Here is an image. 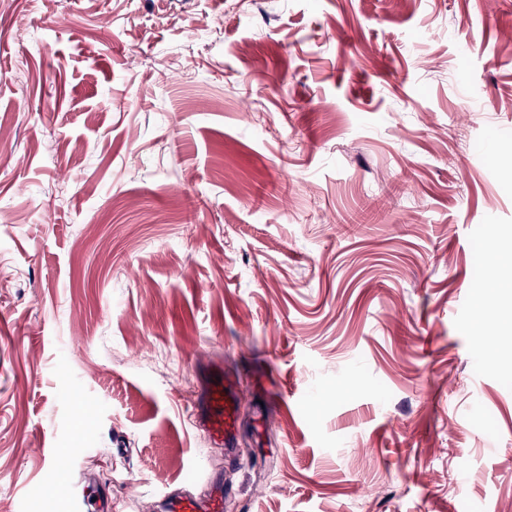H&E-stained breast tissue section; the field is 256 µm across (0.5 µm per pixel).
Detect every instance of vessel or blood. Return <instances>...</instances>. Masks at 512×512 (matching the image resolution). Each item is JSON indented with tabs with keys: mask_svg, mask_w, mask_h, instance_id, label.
<instances>
[{
	"mask_svg": "<svg viewBox=\"0 0 512 512\" xmlns=\"http://www.w3.org/2000/svg\"><path fill=\"white\" fill-rule=\"evenodd\" d=\"M222 367L210 368L198 398L193 402L196 427L204 438L216 448L227 446L237 432V417L244 398L231 381L224 379ZM168 512H224V486L211 480L205 496L192 497L175 494L166 503ZM74 512H111L106 492L83 487L73 500Z\"/></svg>",
	"mask_w": 512,
	"mask_h": 512,
	"instance_id": "vessel-or-blood-1",
	"label": "vessel or blood"
}]
</instances>
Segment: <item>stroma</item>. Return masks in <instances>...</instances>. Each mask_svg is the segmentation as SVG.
I'll list each match as a JSON object with an SVG mask.
<instances>
[{"label": "stroma", "instance_id": "stroma-1", "mask_svg": "<svg viewBox=\"0 0 512 512\" xmlns=\"http://www.w3.org/2000/svg\"><path fill=\"white\" fill-rule=\"evenodd\" d=\"M511 155L512 0H0V512H506ZM506 266H512V249L502 247L500 250L495 251L488 260L486 276V289L489 291L488 296L493 295L494 293H511L512 281L502 279L499 276V270ZM487 297L483 298L482 296H479L474 301L475 319L471 325L473 336H481L483 329L482 322L491 316ZM243 398V392L224 377L222 366L206 372L200 394L192 404L193 422L213 447L223 448L234 439ZM166 506L168 512H224V485L213 478L204 497L174 494ZM75 512H111V502L106 492L90 489L84 485L73 500Z\"/></svg>", "mask_w": 512, "mask_h": 512}]
</instances>
